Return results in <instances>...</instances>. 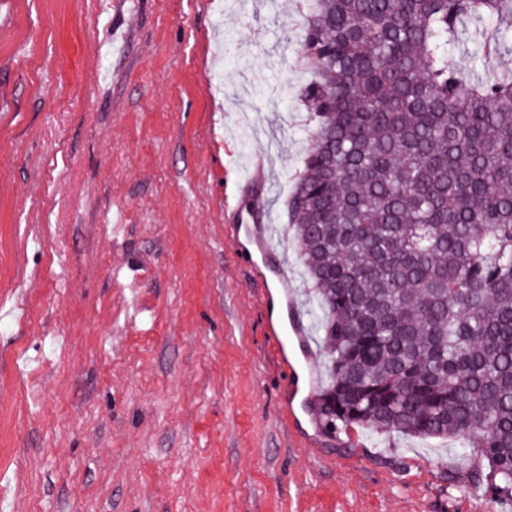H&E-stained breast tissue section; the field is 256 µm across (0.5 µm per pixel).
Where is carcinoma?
Masks as SVG:
<instances>
[{
	"label": "carcinoma",
	"instance_id": "cac0c4a2",
	"mask_svg": "<svg viewBox=\"0 0 512 512\" xmlns=\"http://www.w3.org/2000/svg\"><path fill=\"white\" fill-rule=\"evenodd\" d=\"M475 45L468 71L448 45ZM512 0H311L314 127L288 198L324 427L457 438L512 500Z\"/></svg>",
	"mask_w": 512,
	"mask_h": 512
}]
</instances>
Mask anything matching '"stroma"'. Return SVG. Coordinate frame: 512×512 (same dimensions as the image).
<instances>
[{
	"label": "stroma",
	"instance_id": "35a3bbf8",
	"mask_svg": "<svg viewBox=\"0 0 512 512\" xmlns=\"http://www.w3.org/2000/svg\"><path fill=\"white\" fill-rule=\"evenodd\" d=\"M307 12L0 0V512H512L474 498L459 441L327 433L283 382L326 380L316 335L270 337L314 320L287 215ZM279 346L284 349L286 341L291 344L293 340L304 343L307 339V326L302 314L293 306L289 310L288 323L279 331H274Z\"/></svg>",
	"mask_w": 512,
	"mask_h": 512
}]
</instances>
